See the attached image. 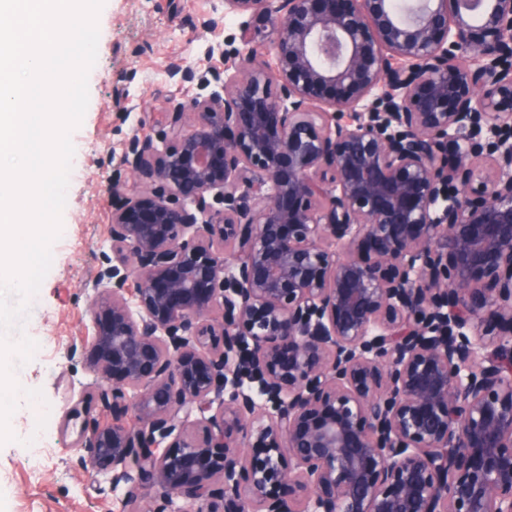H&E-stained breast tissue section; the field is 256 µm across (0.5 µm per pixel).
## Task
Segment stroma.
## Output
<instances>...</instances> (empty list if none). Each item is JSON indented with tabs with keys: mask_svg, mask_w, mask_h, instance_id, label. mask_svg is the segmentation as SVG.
Segmentation results:
<instances>
[{
	"mask_svg": "<svg viewBox=\"0 0 512 512\" xmlns=\"http://www.w3.org/2000/svg\"><path fill=\"white\" fill-rule=\"evenodd\" d=\"M237 23L225 14L224 0H104L89 105L71 135L74 174L62 212L64 239L52 245L51 268L23 324L38 349L15 370L18 383L41 390L44 400L20 398L10 419L17 438L40 406L61 411L67 387L80 390L94 380L82 343L92 333V281L112 255L108 188L124 175L119 158L128 137L136 130L158 136L171 102L195 93L194 85L170 78L171 64L223 70L220 48ZM47 433L55 448L48 465L17 439L0 446V512H120L121 491L78 465L57 420H50Z\"/></svg>",
	"mask_w": 512,
	"mask_h": 512,
	"instance_id": "stroma-1",
	"label": "stroma"
}]
</instances>
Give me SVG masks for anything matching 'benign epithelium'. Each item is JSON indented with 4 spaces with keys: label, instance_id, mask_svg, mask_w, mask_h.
<instances>
[{
    "label": "benign epithelium",
    "instance_id": "obj_1",
    "mask_svg": "<svg viewBox=\"0 0 512 512\" xmlns=\"http://www.w3.org/2000/svg\"><path fill=\"white\" fill-rule=\"evenodd\" d=\"M224 13L109 188L66 447L121 512H512V0Z\"/></svg>",
    "mask_w": 512,
    "mask_h": 512
}]
</instances>
